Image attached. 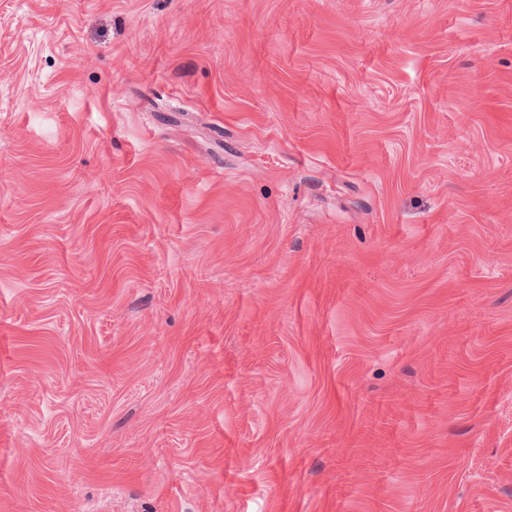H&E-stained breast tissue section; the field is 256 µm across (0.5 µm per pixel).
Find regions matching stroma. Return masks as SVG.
Wrapping results in <instances>:
<instances>
[{
	"mask_svg": "<svg viewBox=\"0 0 512 512\" xmlns=\"http://www.w3.org/2000/svg\"><path fill=\"white\" fill-rule=\"evenodd\" d=\"M0 512H512V0H0Z\"/></svg>",
	"mask_w": 512,
	"mask_h": 512,
	"instance_id": "stroma-1",
	"label": "stroma"
}]
</instances>
